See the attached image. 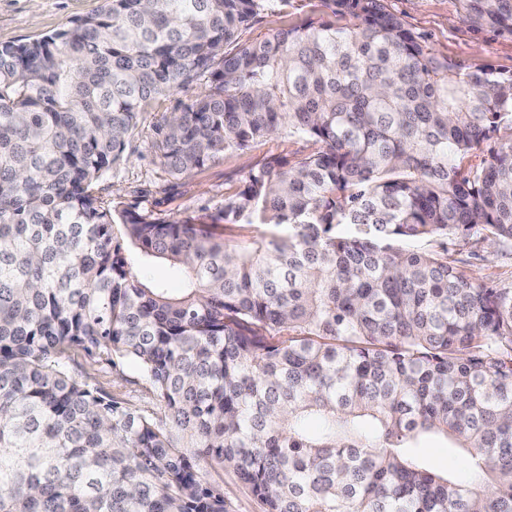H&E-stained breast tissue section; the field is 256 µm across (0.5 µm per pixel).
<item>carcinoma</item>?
Segmentation results:
<instances>
[{"label":"carcinoma","instance_id":"carcinoma-1","mask_svg":"<svg viewBox=\"0 0 512 512\" xmlns=\"http://www.w3.org/2000/svg\"><path fill=\"white\" fill-rule=\"evenodd\" d=\"M319 2L250 44L274 0H105L0 47V512H229L226 468L266 512H512V288L448 258L512 249V74L439 58L385 0ZM459 2L512 35V0ZM202 77L155 128L172 178L310 151L264 155L208 223L105 198L140 113ZM159 260L181 294L141 275ZM76 349L137 361L159 413ZM430 435L472 482L431 470ZM115 362L112 370L102 368L77 350L71 354L70 366L88 375L92 383L101 386L126 408L144 413L159 412L155 395L140 379L137 363L126 358H116Z\"/></svg>","mask_w":512,"mask_h":512}]
</instances>
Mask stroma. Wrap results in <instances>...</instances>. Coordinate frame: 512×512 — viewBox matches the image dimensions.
I'll return each mask as SVG.
<instances>
[{
	"label": "stroma",
	"mask_w": 512,
	"mask_h": 512,
	"mask_svg": "<svg viewBox=\"0 0 512 512\" xmlns=\"http://www.w3.org/2000/svg\"><path fill=\"white\" fill-rule=\"evenodd\" d=\"M102 4L103 0H0V46L62 31L72 19L91 14ZM316 4L317 0H289L282 11L244 31L242 39L253 41L262 38L269 28L301 23L314 15ZM387 5L422 35L438 56L465 68L489 67L512 73V35L465 24L458 0H387ZM204 88V81L194 82L152 101L141 113L137 129L126 141L122 161L101 184L105 197L166 218L190 217L205 222L223 202L228 188L243 179L263 155L283 154L293 160L309 152L310 146L303 140L276 136L249 153L225 155L204 170L172 179L157 157L154 128L165 115L180 111ZM448 255L466 259L465 270L470 277L512 287L511 255L490 254L486 243L473 239L449 242ZM70 365L126 408L157 411L158 401L142 383L135 361L120 358L114 368L106 369L77 350L71 354Z\"/></svg>",
	"instance_id": "obj_1"
}]
</instances>
